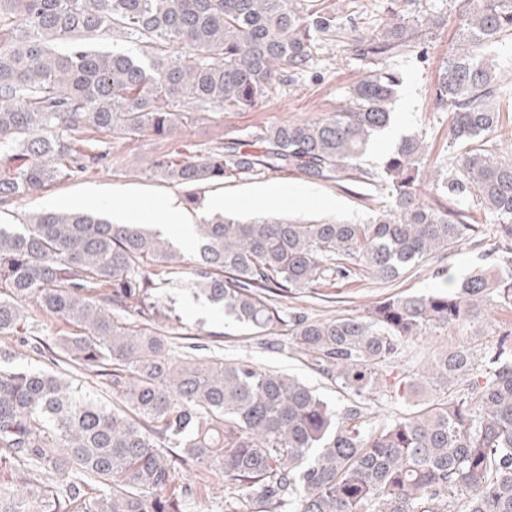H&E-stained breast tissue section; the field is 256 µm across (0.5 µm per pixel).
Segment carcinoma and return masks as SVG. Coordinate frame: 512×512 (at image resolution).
Here are the masks:
<instances>
[{"label": "carcinoma", "mask_w": 512, "mask_h": 512, "mask_svg": "<svg viewBox=\"0 0 512 512\" xmlns=\"http://www.w3.org/2000/svg\"><path fill=\"white\" fill-rule=\"evenodd\" d=\"M416 2L352 35L374 70L336 111L148 163L191 189L291 172L386 193L362 224L216 214L194 225L195 293L258 334L288 327L290 350L347 405L338 412L294 377L201 345L177 352L154 276L185 257L163 235L94 212L33 213L20 231L0 226V512H195L212 472L224 477V512H512L511 334L435 353L398 379L407 396L427 394L408 414L371 404L409 338L512 306V155L498 152L502 76L485 53L512 37V0H459V48L435 88L451 118L433 203L419 194V138L402 139L381 173L364 168L403 80L388 60L444 22ZM341 29L307 0H0V203L105 166L116 140H165L197 118L257 107ZM113 32L136 52L95 47ZM474 207L503 263L365 316L284 317L277 298L357 265L395 280L487 234ZM41 317L63 328L42 335ZM16 345L53 369L15 364ZM64 364L100 380L112 403L83 393Z\"/></svg>", "instance_id": "carcinoma-1"}]
</instances>
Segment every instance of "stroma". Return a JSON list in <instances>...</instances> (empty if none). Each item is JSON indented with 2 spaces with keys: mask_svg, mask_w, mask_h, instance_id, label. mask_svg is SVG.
<instances>
[{
  "mask_svg": "<svg viewBox=\"0 0 512 512\" xmlns=\"http://www.w3.org/2000/svg\"><path fill=\"white\" fill-rule=\"evenodd\" d=\"M320 8L340 16L345 30L323 44L316 65L302 74H289L280 92L262 106L247 111L223 113L219 122L203 121L182 126L169 139L149 137L125 142L114 148L111 162L103 168L72 179H64L36 195L0 204V223L19 228L25 217L44 209L69 210L73 205L82 209H111L116 205L134 207L156 206L167 201L184 203L186 188L158 181L136 165L135 160L155 152L181 153L185 149H204L222 139L243 136L258 128L298 122L335 111L345 104L349 89L366 73V67L355 54L349 40V30L367 34L394 9L396 0H315ZM435 5L445 16L436 37L422 44L409 55L397 57L391 65L402 73L404 81L392 105L397 119L403 123V135L419 136L426 146L424 165L434 168L448 155L449 116L438 107L433 89L442 64L458 46L462 18L454 0H422ZM262 184H276L286 189L308 191L319 197L336 199L333 209L314 205H298L291 201L276 202L268 213L296 220L345 219L362 222L382 210L386 197L375 195L365 200L354 192L333 183H310L296 175L269 173L247 180L228 179L224 184L200 189V200L191 210L193 223H201L216 213L215 199H223L222 209L235 212V203ZM486 246L477 242L445 254H436L406 271L400 279L387 282L358 271L347 281L319 285L282 299L288 312H301L310 318L328 320L336 317L366 314L378 301L407 292L455 289L465 277L489 265ZM191 267L159 279L158 295L171 304V318L184 337L209 348L225 360H249L256 365L298 377L313 386L335 409L346 404L344 394L336 392L330 383L299 359L289 355L286 345L288 331L278 328L266 335L255 334L249 328L225 318L221 306L196 296L192 289ZM512 331V306L495 310L474 326H456L440 333L409 339L401 359L394 363L393 373L420 370L432 351L466 343L479 336L489 340L499 332Z\"/></svg>",
  "mask_w": 512,
  "mask_h": 512,
  "instance_id": "1",
  "label": "stroma"
}]
</instances>
